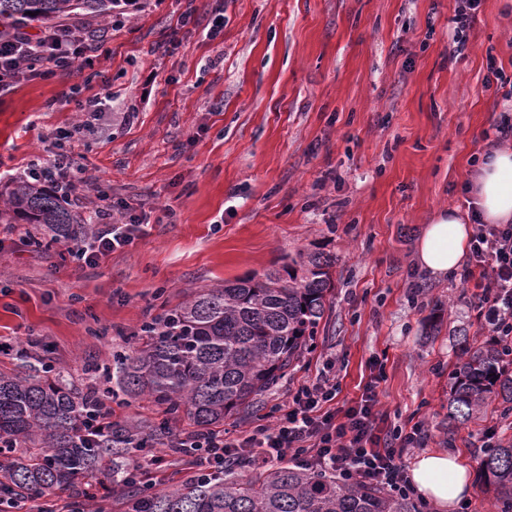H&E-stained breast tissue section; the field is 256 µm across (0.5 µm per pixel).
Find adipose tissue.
<instances>
[{"label":"adipose tissue","mask_w":512,"mask_h":512,"mask_svg":"<svg viewBox=\"0 0 512 512\" xmlns=\"http://www.w3.org/2000/svg\"><path fill=\"white\" fill-rule=\"evenodd\" d=\"M472 206L485 224L512 222V149L490 150L469 177ZM469 218L456 208L440 210L418 241V260L432 276L457 273L468 252ZM470 466L461 456L427 452L411 470L417 490L441 512H453L471 490Z\"/></svg>","instance_id":"ef3b65f1"}]
</instances>
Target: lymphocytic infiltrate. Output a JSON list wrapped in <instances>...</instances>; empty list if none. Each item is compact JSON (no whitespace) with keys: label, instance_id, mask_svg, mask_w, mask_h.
<instances>
[{"label":"lymphocytic infiltrate","instance_id":"1","mask_svg":"<svg viewBox=\"0 0 512 512\" xmlns=\"http://www.w3.org/2000/svg\"><path fill=\"white\" fill-rule=\"evenodd\" d=\"M98 50L81 31L63 25L46 27L35 36L22 29L0 32V93L25 79L73 71ZM24 175L69 197L77 190L75 164L66 152L35 156ZM89 203L94 232L69 248L73 259L100 263L144 234L142 216L130 205H114L102 186L92 187ZM469 250L470 265L481 270L476 297L489 330L512 348V224L475 222ZM370 369L372 375L353 404L336 406V380L320 374L299 385L278 406L271 423L195 440V454L184 460L187 470L201 475L230 463L263 467L287 459L330 472L348 484L361 482L413 497L407 458L425 445L428 432L420 421L404 428L388 426L378 408L383 366L374 361Z\"/></svg>","mask_w":512,"mask_h":512}]
</instances>
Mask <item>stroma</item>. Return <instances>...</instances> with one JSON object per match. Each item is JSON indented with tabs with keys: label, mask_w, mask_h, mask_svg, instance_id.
Returning a JSON list of instances; mask_svg holds the SVG:
<instances>
[{
	"label": "stroma",
	"mask_w": 512,
	"mask_h": 512,
	"mask_svg": "<svg viewBox=\"0 0 512 512\" xmlns=\"http://www.w3.org/2000/svg\"><path fill=\"white\" fill-rule=\"evenodd\" d=\"M216 39L182 24L188 6ZM458 0H139L123 28L103 30L91 72L26 80L0 95V167L23 171L44 137L61 140L84 178L148 216L146 235L97 266L66 244L21 241L0 223V344H30L81 381L162 306L269 268L303 251L335 258L315 348L233 433L271 422L290 390L336 359L337 405L356 400L372 360L389 423L424 421L426 451L474 461L483 435L512 439V414L490 405L448 428V332L486 342L485 312L459 276L434 279L417 241L445 207L466 208L463 180L504 109L488 61L512 77V0H481L464 46L451 40ZM219 58L217 67L206 58ZM76 99L54 101L69 88ZM105 97L104 112L79 101ZM134 107L130 123L120 108Z\"/></svg>",
	"instance_id": "1"
}]
</instances>
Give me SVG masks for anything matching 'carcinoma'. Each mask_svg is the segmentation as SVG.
I'll use <instances>...</instances> for the list:
<instances>
[{"mask_svg": "<svg viewBox=\"0 0 512 512\" xmlns=\"http://www.w3.org/2000/svg\"><path fill=\"white\" fill-rule=\"evenodd\" d=\"M131 0H0V25L112 15ZM1 224H42L49 242L91 235L84 212L56 190L12 179L0 190ZM335 260L299 254L282 268L193 292L142 324L132 346L113 362L84 365V383L46 357L21 350L0 368V489L20 501L37 496L53 512L56 494L71 490L72 512L96 505L91 490L107 484L124 512H432L418 500L375 485L345 484L296 463L270 468L236 464L206 478L163 488L129 481L133 451L163 447L195 452L190 440L224 428V418L249 407L312 350L333 288ZM149 399L154 419L122 415L104 431L90 417L105 403ZM512 411V356L499 342L463 347L448 374V431L477 419L492 401ZM483 486L496 512H512V443L476 449Z\"/></svg>", "mask_w": 512, "mask_h": 512, "instance_id": "cac0c4a2", "label": "carcinoma"}]
</instances>
